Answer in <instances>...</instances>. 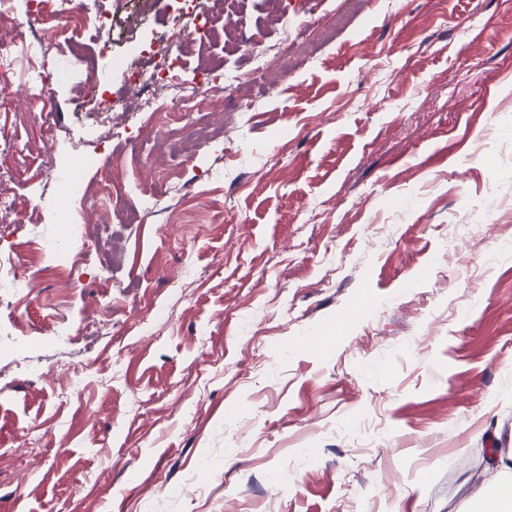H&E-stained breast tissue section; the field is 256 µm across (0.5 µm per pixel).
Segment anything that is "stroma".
Here are the masks:
<instances>
[{"label":"stroma","instance_id":"obj_1","mask_svg":"<svg viewBox=\"0 0 512 512\" xmlns=\"http://www.w3.org/2000/svg\"><path fill=\"white\" fill-rule=\"evenodd\" d=\"M198 2L159 76L205 108L62 131L153 67L135 45L172 40L175 0L133 35L136 0H76L70 29L112 25L72 39L53 93L37 60L0 68L23 205L0 262L37 284L0 308V512H471L512 453V0H236L233 32ZM299 19L270 85L252 58ZM83 155L92 249L66 291L31 236L58 230L47 157Z\"/></svg>","mask_w":512,"mask_h":512}]
</instances>
